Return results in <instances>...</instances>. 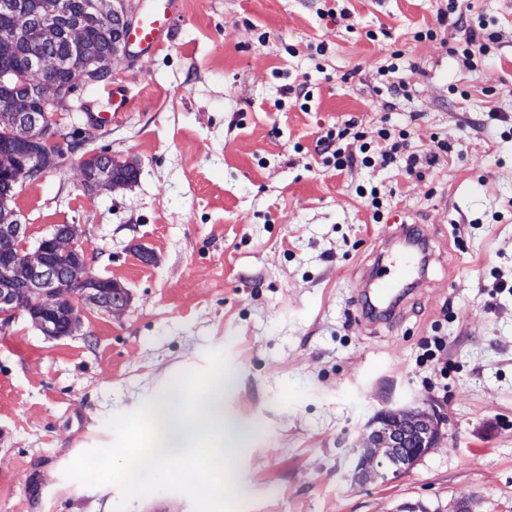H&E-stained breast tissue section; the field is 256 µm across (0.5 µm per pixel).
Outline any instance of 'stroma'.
I'll return each instance as SVG.
<instances>
[{"instance_id": "35a3bbf8", "label": "stroma", "mask_w": 512, "mask_h": 512, "mask_svg": "<svg viewBox=\"0 0 512 512\" xmlns=\"http://www.w3.org/2000/svg\"><path fill=\"white\" fill-rule=\"evenodd\" d=\"M177 0L170 40L115 62L107 90H77L61 112L58 167L24 178L12 207L34 249L75 225L89 275L129 296L43 336L27 313L0 332V512H114L121 490L65 468L113 444L106 421L171 382L230 361L224 414L247 428L232 462L237 512H395L404 502L512 512V0H478L498 39L466 65L416 41L440 0ZM400 52L410 94L383 109L378 70ZM307 84L301 107L294 90ZM127 108L111 114L108 90ZM501 118L488 120L489 111ZM355 120L364 140L410 133L423 177L373 160L338 171L318 135ZM109 151L135 183L90 190L82 157ZM378 187L382 221L359 189ZM425 238L423 273L395 319L357 307L403 225ZM447 346L420 362L421 344ZM435 404L444 437L413 469L351 479L348 446L379 411Z\"/></svg>"}]
</instances>
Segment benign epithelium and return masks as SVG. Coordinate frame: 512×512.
<instances>
[{
    "label": "benign epithelium",
    "mask_w": 512,
    "mask_h": 512,
    "mask_svg": "<svg viewBox=\"0 0 512 512\" xmlns=\"http://www.w3.org/2000/svg\"><path fill=\"white\" fill-rule=\"evenodd\" d=\"M143 0H90L80 15L70 12L67 0H39L30 10L20 0H0V12L11 19V28L0 34V57L12 56L20 40L32 29L39 34V48L30 52L26 70L18 75L17 87L39 98L43 111L33 112L15 94H0V113H8L18 139L17 171L7 179L16 187L31 172L45 173L57 167L58 158L46 148L59 140L53 113L71 108V97L81 87H93L108 77L109 57L85 52L87 29L112 28V57L131 56L127 33L138 21ZM65 42L69 55L49 58L47 51ZM69 74L59 81L52 70ZM27 225L0 199V331L6 330L20 312L27 313L35 327L49 338L72 333L79 318L64 328L56 320L63 301L70 298L65 289L85 297L105 312L123 309L126 303L111 300L106 280L84 277L85 264L60 269L63 258L83 253L78 234L54 227L32 251L14 252L6 244L26 237ZM441 417L432 410L403 408L383 410L371 419L356 448L351 464L359 482L388 479L412 468L436 447Z\"/></svg>",
    "instance_id": "benign-epithelium-1"
}]
</instances>
